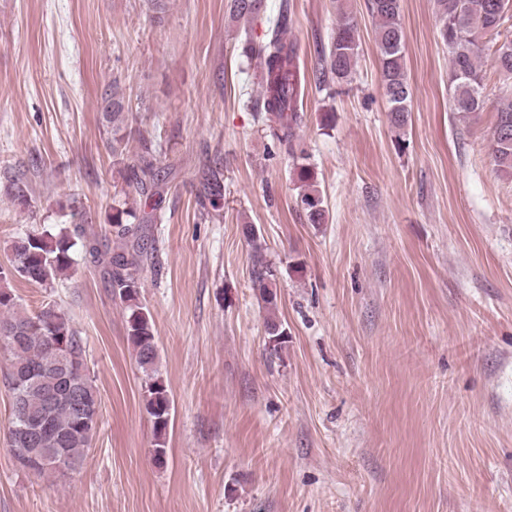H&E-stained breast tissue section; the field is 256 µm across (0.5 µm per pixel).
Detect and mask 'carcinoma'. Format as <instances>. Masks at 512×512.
<instances>
[{
    "instance_id": "obj_1",
    "label": "carcinoma",
    "mask_w": 512,
    "mask_h": 512,
    "mask_svg": "<svg viewBox=\"0 0 512 512\" xmlns=\"http://www.w3.org/2000/svg\"><path fill=\"white\" fill-rule=\"evenodd\" d=\"M438 36L448 48L452 112L470 113L483 109L484 75L481 58L486 52L494 56L503 85L512 90V39L499 40L498 28L512 12V0H434ZM265 0H233L231 10L239 18L252 22L265 13ZM367 9L375 19V40L379 51L381 87L391 123L402 129L411 112V87L406 75V35L401 19V0H367ZM290 21L288 0H282L275 19L267 20V28L257 41L245 31L249 52L262 66V105L259 112L271 138L294 159L300 192L297 201L308 223L326 222L324 200L316 189V173L304 153L297 152V130L303 124L299 101L304 95L305 77L301 76L296 46L286 40ZM359 59L358 21L349 9L339 11L329 44L319 51V62L313 72L316 88L353 81ZM123 97L112 92L106 100L104 120L117 133L123 122ZM496 172L512 179V99L498 109L490 142ZM160 170L153 151L145 149L134 164L123 169L128 188L125 196H144L159 182ZM224 194L220 179L207 182L205 199L213 211L222 208ZM137 212L123 202L112 206L106 216L117 247L107 252V275L113 291L125 303L127 338L136 353L137 363L146 376L145 407L153 419L156 463L165 460V435L170 421L171 400L166 385L156 373L158 359L155 323L148 309L139 301V272L148 256L149 240L136 234L132 221ZM82 233L79 226L58 227L42 233L26 232L13 240L8 266H0V353L7 355L6 378L11 391L22 392L24 410L13 414L9 430L11 448H23V435L28 424L47 416L50 432L43 437L42 456L31 465L37 473L65 472L79 468L97 425L77 420L74 411L60 405L46 411L45 397L52 390L64 393L70 387L79 389L91 405H101L84 361V347L68 314L52 305L37 314L21 307L9 287V281L20 278L39 285L51 284L68 276L74 259L71 251ZM254 250L252 287L269 309L277 307L275 273L263 259L255 230L248 229ZM273 341V350L281 347L285 327L275 314L265 323Z\"/></svg>"
}]
</instances>
